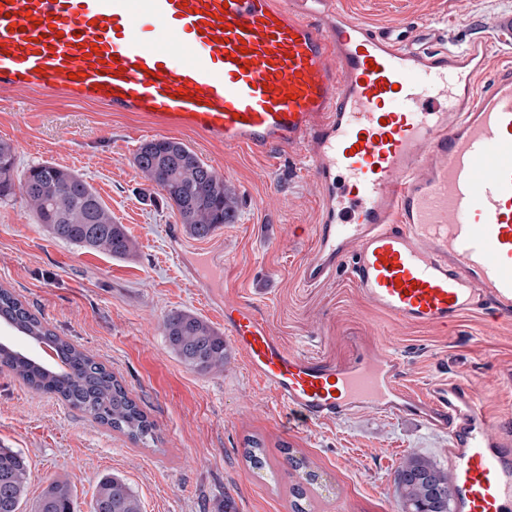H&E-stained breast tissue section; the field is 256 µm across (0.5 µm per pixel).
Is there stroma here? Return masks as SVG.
<instances>
[{"label": "stroma", "instance_id": "1", "mask_svg": "<svg viewBox=\"0 0 512 512\" xmlns=\"http://www.w3.org/2000/svg\"><path fill=\"white\" fill-rule=\"evenodd\" d=\"M348 9L378 27L411 23L426 47L481 40L491 48L490 73L512 54L497 30L512 0H348ZM171 137L238 196L234 223L209 238L190 236L136 167L138 147L153 138L143 120L97 104L0 97V140L13 145L18 172L39 163L77 172L134 241L124 259L88 252L50 236L22 196L0 200V288L106 365L156 426L154 442L132 443L0 366V446L29 462L27 506L60 480L73 490L75 512H90L100 478L117 474L142 512H224L228 499L236 512H292L289 489L302 477L286 463L290 454L319 475L317 512H398L399 466L412 457L445 466L447 432L418 416L366 407L294 427L236 350L220 371L182 364L165 341V315L189 311L220 330L228 301L255 308L289 351L329 363H346L359 344L391 347L406 390L424 397L457 379L490 417L512 423V318L467 317L448 331L401 325L373 309L346 271L305 287L320 194L298 169L299 149H229L190 130ZM209 252L223 255V279L191 273ZM248 436L263 442L266 468L246 462Z\"/></svg>", "mask_w": 512, "mask_h": 512}]
</instances>
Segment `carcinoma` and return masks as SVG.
Here are the masks:
<instances>
[{"instance_id":"obj_1","label":"carcinoma","mask_w":512,"mask_h":512,"mask_svg":"<svg viewBox=\"0 0 512 512\" xmlns=\"http://www.w3.org/2000/svg\"><path fill=\"white\" fill-rule=\"evenodd\" d=\"M135 161L164 192L191 236L205 239L221 225L234 222L238 206L234 191L184 143L169 138L146 141L139 146ZM17 189L54 238L115 259L132 253L133 243L124 225L112 220L97 193L79 174L42 163L18 179L14 148L0 141V199L13 196ZM0 321L36 342L54 345L69 371L59 375L1 345L0 366L134 441L145 444L154 440V423L123 383L94 357L45 327L17 297L2 288ZM163 330L171 352L188 368L199 373L224 368L228 358L224 336L206 320L188 311H175L165 316ZM245 458L260 469L267 465L260 439H245ZM29 480L27 459L18 451L0 447V512H22ZM395 483L401 512H451L448 478L436 465L411 459L396 470ZM290 495L292 512H313L305 487L292 486ZM34 512H74L70 487L50 482ZM91 512H141V505L124 478L108 474L98 481Z\"/></svg>"}]
</instances>
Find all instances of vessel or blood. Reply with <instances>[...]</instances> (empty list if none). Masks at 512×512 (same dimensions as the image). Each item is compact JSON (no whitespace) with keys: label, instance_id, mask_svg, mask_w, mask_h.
I'll return each instance as SVG.
<instances>
[{"label":"vessel or blood","instance_id":"obj_1","mask_svg":"<svg viewBox=\"0 0 512 512\" xmlns=\"http://www.w3.org/2000/svg\"><path fill=\"white\" fill-rule=\"evenodd\" d=\"M488 47H417L338 0H0V90L134 112L160 134L301 149L320 187L312 287L341 269L394 322L512 315V64ZM292 424L371 405L446 430L453 512H512V428L456 380L420 398L388 351L326 366L258 312L225 310ZM499 436H491L492 428Z\"/></svg>","mask_w":512,"mask_h":512}]
</instances>
